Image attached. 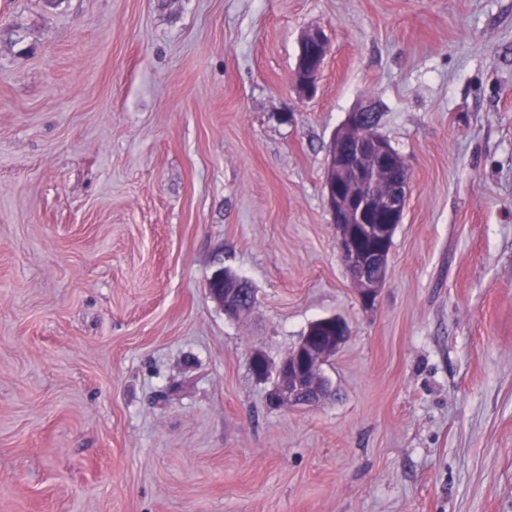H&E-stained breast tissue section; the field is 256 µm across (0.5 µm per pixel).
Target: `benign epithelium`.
I'll return each mask as SVG.
<instances>
[{
    "label": "benign epithelium",
    "instance_id": "1",
    "mask_svg": "<svg viewBox=\"0 0 512 512\" xmlns=\"http://www.w3.org/2000/svg\"><path fill=\"white\" fill-rule=\"evenodd\" d=\"M329 43L319 29L300 38L293 85L310 97L324 68ZM371 105L348 113L333 138L325 178V200L336 224V246L362 303L370 307L387 281L393 236L402 222L410 192L408 164L378 131ZM385 174L387 186L377 181ZM224 268H216L207 282L209 298L224 315L237 319L256 306L246 280L225 287ZM349 331L334 316L308 326L298 343L277 363L263 352L251 358L254 375L271 382L269 396L276 405L315 407L331 394L322 363L345 342Z\"/></svg>",
    "mask_w": 512,
    "mask_h": 512
}]
</instances>
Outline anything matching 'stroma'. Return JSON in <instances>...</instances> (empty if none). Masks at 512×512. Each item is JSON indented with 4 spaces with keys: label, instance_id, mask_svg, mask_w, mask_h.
I'll use <instances>...</instances> for the list:
<instances>
[{
    "label": "stroma",
    "instance_id": "35a3bbf8",
    "mask_svg": "<svg viewBox=\"0 0 512 512\" xmlns=\"http://www.w3.org/2000/svg\"><path fill=\"white\" fill-rule=\"evenodd\" d=\"M368 102L369 308L324 192ZM332 315V395L270 406L252 352ZM0 512H512V0H0ZM329 43L319 29L306 31L300 38L293 85L303 98L310 97L324 68ZM373 112L368 104L348 113L333 138L325 178L336 246L366 307L374 304L386 284L393 236L402 222L411 184L408 164L379 133ZM355 130L357 134L349 136ZM378 172L385 174L389 186L378 183ZM366 242L370 250L364 248ZM227 277L224 267L216 268L207 282L209 298L216 303L225 316L237 319L251 311L257 304L255 293L245 279H238L231 287H225Z\"/></svg>",
    "mask_w": 512,
    "mask_h": 512
}]
</instances>
